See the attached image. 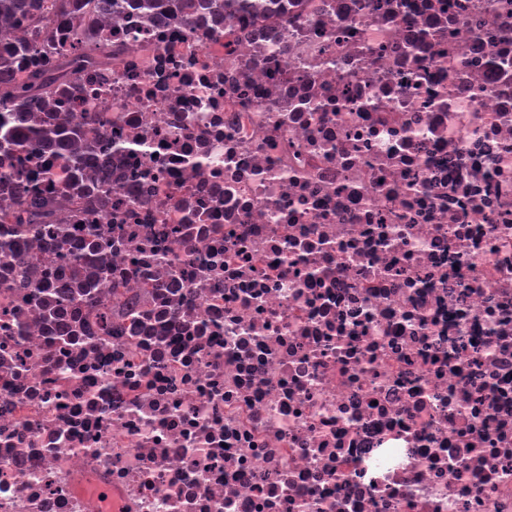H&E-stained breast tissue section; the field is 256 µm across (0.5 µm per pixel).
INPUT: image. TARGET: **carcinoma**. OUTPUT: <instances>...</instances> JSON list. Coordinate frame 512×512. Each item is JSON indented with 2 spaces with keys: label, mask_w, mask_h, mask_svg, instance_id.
<instances>
[{
  "label": "carcinoma",
  "mask_w": 512,
  "mask_h": 512,
  "mask_svg": "<svg viewBox=\"0 0 512 512\" xmlns=\"http://www.w3.org/2000/svg\"><path fill=\"white\" fill-rule=\"evenodd\" d=\"M170 0H102L103 23H112V13L128 9L144 17H162ZM179 8L200 16L212 13L211 0H178ZM82 0H0V38L13 42L12 55L28 53L38 37L49 35L51 16L56 12L78 14ZM96 30L82 25L72 29L69 44L59 47L56 60L49 68L36 67L28 80L13 79L14 61L0 55V105L11 108L14 120L0 118V154L21 159L25 153L49 152L70 171L69 190L55 197H32L27 188L15 190L13 200L0 205V254L18 258L16 288H35L45 296L43 316L60 335L74 336L69 312L77 308L94 289L102 288L112 278V270L98 255L100 246H112V235H103L96 225L88 229V238L78 243L72 238L70 225L63 223L75 201L104 199L112 192L109 162L99 160L100 168L86 173L97 153V139L90 136L87 124L76 120L74 113L61 108L82 92L77 83L81 71L112 67V48L101 44L92 50ZM35 238L45 248L70 245L59 267L39 268L35 256L21 255L26 239ZM41 269L40 276L29 279L28 269Z\"/></svg>",
  "instance_id": "obj_1"
}]
</instances>
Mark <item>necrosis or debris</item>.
Returning a JSON list of instances; mask_svg holds the SVG:
<instances>
[{"instance_id":"obj_1","label":"necrosis or debris","mask_w":512,"mask_h":512,"mask_svg":"<svg viewBox=\"0 0 512 512\" xmlns=\"http://www.w3.org/2000/svg\"><path fill=\"white\" fill-rule=\"evenodd\" d=\"M103 38L119 285L0 263V512H512V0Z\"/></svg>"}]
</instances>
